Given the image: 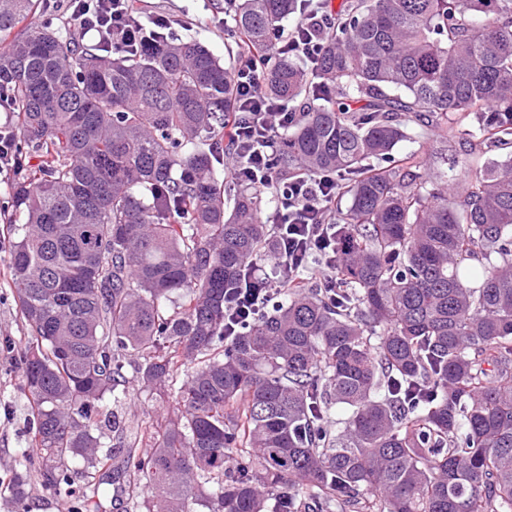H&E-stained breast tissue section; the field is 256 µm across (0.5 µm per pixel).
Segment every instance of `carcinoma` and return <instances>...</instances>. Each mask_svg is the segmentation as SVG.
<instances>
[{
    "label": "carcinoma",
    "instance_id": "cac0c4a2",
    "mask_svg": "<svg viewBox=\"0 0 512 512\" xmlns=\"http://www.w3.org/2000/svg\"><path fill=\"white\" fill-rule=\"evenodd\" d=\"M299 5L240 0L233 34L266 62L269 99L322 101L276 168L332 171L350 205L336 281L274 301L246 278L275 256L262 198L215 177L233 70L193 41L102 55L46 28L14 38L38 4L0 0L35 424L5 487L16 512L34 466L72 512H103L106 485L143 512H512V0H341L312 68L267 40ZM410 124L505 158L462 186L417 152L371 166ZM246 286L258 313L227 336L225 292ZM132 380L174 408L116 466L101 403ZM334 406L351 411L339 433Z\"/></svg>",
    "mask_w": 512,
    "mask_h": 512
}]
</instances>
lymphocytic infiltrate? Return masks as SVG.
<instances>
[{
  "label": "lymphocytic infiltrate",
  "instance_id": "f902f5d3",
  "mask_svg": "<svg viewBox=\"0 0 512 512\" xmlns=\"http://www.w3.org/2000/svg\"><path fill=\"white\" fill-rule=\"evenodd\" d=\"M137 0H68L72 30L78 36L94 34L108 52H132L145 40L172 37V23L162 14L140 22ZM336 26L331 0H303L300 18L288 34H274L279 51L305 66L315 65L323 37ZM237 72L240 109L229 114L225 128L235 144L233 177L256 194L272 193L274 206L261 215L270 225L278 247L276 269L293 276L305 267V257L323 255L321 266L309 270V279L324 283L336 276L330 257L333 226L329 208L336 200L335 174L300 173L280 178L272 160L282 147L281 134L297 118L294 111L269 101L262 89V72L252 49L242 50ZM306 268V267H305Z\"/></svg>",
  "mask_w": 512,
  "mask_h": 512
}]
</instances>
